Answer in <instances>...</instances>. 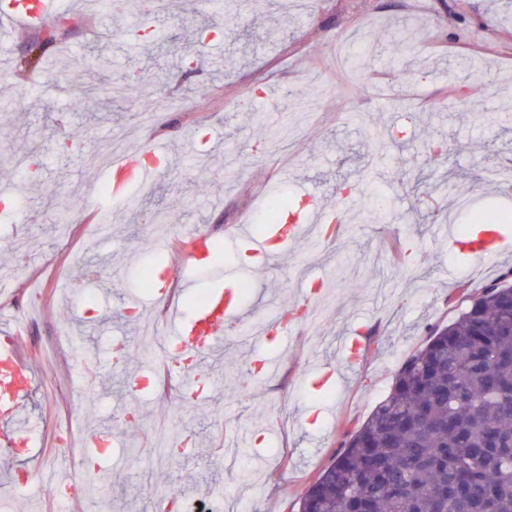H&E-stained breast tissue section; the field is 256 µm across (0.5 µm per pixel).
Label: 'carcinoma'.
Wrapping results in <instances>:
<instances>
[{
    "label": "carcinoma",
    "mask_w": 512,
    "mask_h": 512,
    "mask_svg": "<svg viewBox=\"0 0 512 512\" xmlns=\"http://www.w3.org/2000/svg\"><path fill=\"white\" fill-rule=\"evenodd\" d=\"M296 198L271 197L261 227ZM512 223L492 208L459 235ZM300 512H512V271L469 295L304 492Z\"/></svg>",
    "instance_id": "obj_1"
}]
</instances>
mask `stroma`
<instances>
[{"mask_svg":"<svg viewBox=\"0 0 512 512\" xmlns=\"http://www.w3.org/2000/svg\"><path fill=\"white\" fill-rule=\"evenodd\" d=\"M131 14L86 13L81 0H54L47 27L59 31L43 67L26 66L40 28L12 25L0 48V184L22 186L0 222V267L16 265L25 278L0 290V319L22 290L36 286L23 348L32 386L24 399L25 427L47 433L36 459L63 456L56 422L80 430L111 429L112 453L102 462L104 485L82 499L81 512H155L158 491L219 494L224 512H299L306 488L391 392L405 359L428 338V328L452 321L467 293L512 268V249L493 266L460 258L450 238L433 235L436 206L455 209L459 195L511 213L512 200L489 173L512 168V117L500 112L512 96V6L505 0H221L202 10L194 0H170L154 19L155 39L126 55L120 35ZM208 26L221 39L214 66H184L197 32ZM96 38H89L88 28ZM404 39L405 55L385 59L382 46ZM111 70L87 93L61 88L95 57ZM267 76L268 97H255L253 80ZM206 87L203 96L193 86ZM469 102L459 105L460 92ZM303 100H296V93ZM393 138L372 145L373 127ZM73 150L55 152L61 140ZM162 141L165 172L149 175L151 193L133 182L104 196L115 164L137 147ZM45 162L26 183L14 162ZM313 190L325 207L343 209L335 237H310L284 255L243 260L249 246L237 233L248 224L260 234L265 198ZM383 196L390 220L372 222L370 200ZM81 197L83 209L66 207ZM166 211L164 232L146 218ZM108 216V237L73 238L62 256L51 225L76 228ZM201 224L220 243L221 259L182 263L173 243L179 225ZM175 269L173 305L183 321L198 313L196 296L227 284L244 285L249 325L224 339L211 364L210 393L183 403L182 380L164 393L135 394L118 383L156 364L138 343V323L122 311L137 301L155 311L153 289L137 285L139 268ZM453 270L454 279L444 278ZM329 290L314 332L296 325L283 341L254 335L253 326L302 303L312 282ZM361 337L355 365L337 349ZM115 337L127 338L122 370L106 361ZM278 364L249 393L239 380L249 355ZM336 369L328 395L311 387L314 370ZM138 407L135 427L119 416ZM196 430L200 445L186 460L164 457L165 440ZM262 432V442L233 446L239 432ZM53 488L34 482L11 488L0 465V500L9 512H55Z\"/></svg>","mask_w":512,"mask_h":512,"instance_id":"35a3bbf8","label":"stroma"}]
</instances>
